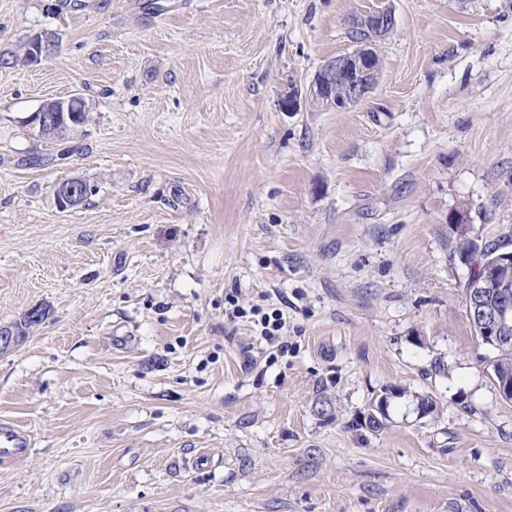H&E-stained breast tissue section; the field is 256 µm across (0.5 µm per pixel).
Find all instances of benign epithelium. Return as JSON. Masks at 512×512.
Returning <instances> with one entry per match:
<instances>
[{
	"instance_id": "benign-epithelium-1",
	"label": "benign epithelium",
	"mask_w": 512,
	"mask_h": 512,
	"mask_svg": "<svg viewBox=\"0 0 512 512\" xmlns=\"http://www.w3.org/2000/svg\"><path fill=\"white\" fill-rule=\"evenodd\" d=\"M362 21L373 30L382 32L394 26L395 18L391 9L377 8L373 11L353 15L349 24ZM369 44L361 43L354 51L329 59L314 75L311 83L301 88L288 83V91L283 94L280 108L284 112H297L302 104L313 99L326 101V106L339 110L358 103L374 91L377 81L375 70L367 68ZM340 81L345 93L342 99L334 102L324 96L330 84ZM70 100L45 102V107L37 108L27 116L30 127L42 133L54 128L62 119V113L69 111ZM84 187L75 183L66 191L57 192L60 207H70L83 198ZM465 264L471 267L467 279V292L472 302L475 319L482 326L483 334L499 341L512 334V253H499L490 259H469ZM498 288L501 297L496 304L484 302V289Z\"/></svg>"
}]
</instances>
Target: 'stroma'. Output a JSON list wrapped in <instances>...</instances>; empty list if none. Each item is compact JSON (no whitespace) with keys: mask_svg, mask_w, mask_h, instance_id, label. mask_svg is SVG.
<instances>
[{"mask_svg":"<svg viewBox=\"0 0 512 512\" xmlns=\"http://www.w3.org/2000/svg\"><path fill=\"white\" fill-rule=\"evenodd\" d=\"M384 6L374 92L281 111ZM72 94L77 134L25 127ZM74 178L96 192L60 210ZM459 209L512 250V0H0V325L46 310L0 353L32 442L0 512H512ZM233 288L287 306L294 353L251 361ZM361 19L362 23L371 27L373 31L382 32L386 29L392 28L395 23L394 13L391 9L381 7L374 9L373 11L365 14L353 15L349 18V25H353L358 19Z\"/></svg>","mask_w":512,"mask_h":512,"instance_id":"obj_1","label":"stroma"}]
</instances>
